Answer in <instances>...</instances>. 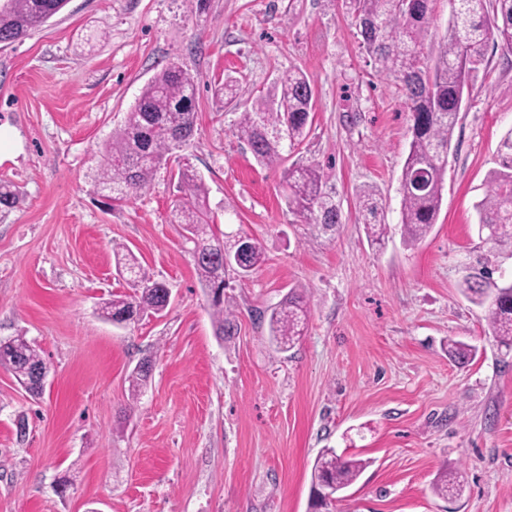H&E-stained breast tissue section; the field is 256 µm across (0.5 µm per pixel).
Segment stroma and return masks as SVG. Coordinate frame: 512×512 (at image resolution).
I'll return each instance as SVG.
<instances>
[{"mask_svg":"<svg viewBox=\"0 0 512 512\" xmlns=\"http://www.w3.org/2000/svg\"><path fill=\"white\" fill-rule=\"evenodd\" d=\"M487 56L453 131L437 222L409 246V114L343 0H67L0 48V129L16 144L0 183L21 194L0 208V340L25 336L50 367L35 399L0 365V512H308L325 448L368 462L332 512H512V350L460 290L485 267L492 286L512 284V253L479 234L475 209L512 128V63L496 47ZM172 62L196 80V134L145 191L112 204L96 188L104 149ZM294 66L313 85V123L267 166L232 123ZM228 76L240 93L222 103L213 88ZM309 162L340 207L332 237L286 202L285 169ZM186 166L215 232L266 254L249 277H227L225 340L172 222ZM366 187L390 226L381 246L358 211ZM118 245L171 291L162 314L124 328L98 314L130 291ZM293 288L307 291L305 334L279 352L265 315ZM452 339L475 358L450 359ZM147 357L153 372L131 399ZM444 467L463 473L461 497L433 494Z\"/></svg>","mask_w":512,"mask_h":512,"instance_id":"35a3bbf8","label":"stroma"}]
</instances>
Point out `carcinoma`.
Wrapping results in <instances>:
<instances>
[{
	"label": "carcinoma",
	"mask_w": 512,
	"mask_h": 512,
	"mask_svg": "<svg viewBox=\"0 0 512 512\" xmlns=\"http://www.w3.org/2000/svg\"><path fill=\"white\" fill-rule=\"evenodd\" d=\"M66 0H7L0 9V36L19 40L44 23V15L58 12ZM362 38L361 44L379 74L399 83L409 110L411 142L401 173V224L403 241L413 245L436 224L442 202L448 150L463 103L464 90L488 74L489 43L512 52V0H452L448 35L436 57L425 51L432 0H347ZM196 83L180 66L164 67L142 91L126 113L123 127L105 149L97 186L108 198L122 203L147 188L169 154L196 132ZM314 91L308 76L298 67L288 69L277 82L272 101H256L240 113L235 135L256 159L266 165L282 161L285 148L302 144L312 123ZM500 169L493 172L485 197L475 205L479 232L500 249L512 250V129L500 142ZM288 206L309 224L328 233L341 223L340 209L332 192L324 188L317 164L292 167L285 172ZM181 196L175 218L191 234L192 255L199 281L210 299L211 317L219 337L231 334L233 312L224 299L214 296L217 280L227 271L245 275L262 265L263 246L252 241L241 252L237 243L226 244L211 229L205 209L201 177L189 167L179 172ZM358 207L370 241L382 244L389 225L381 222L382 204L376 191L358 196ZM118 268L129 277L133 293L115 296L102 307L103 316L122 323L138 314H158L168 306V287L154 279L131 251L117 256ZM490 271L464 280L462 292L485 309L488 329L500 345L512 349V286L490 292L483 280ZM305 295L291 291L273 309L269 336L276 349H290L304 334ZM475 347L448 342V356L465 362ZM0 364L9 367L20 382L31 379L36 369L49 366L23 336L0 342ZM369 465L363 459L342 458L334 449H323L315 459L312 478L313 507H326V494L353 484ZM435 494L454 498L461 494L460 475L442 472L432 484Z\"/></svg>",
	"instance_id": "cac0c4a2"
}]
</instances>
